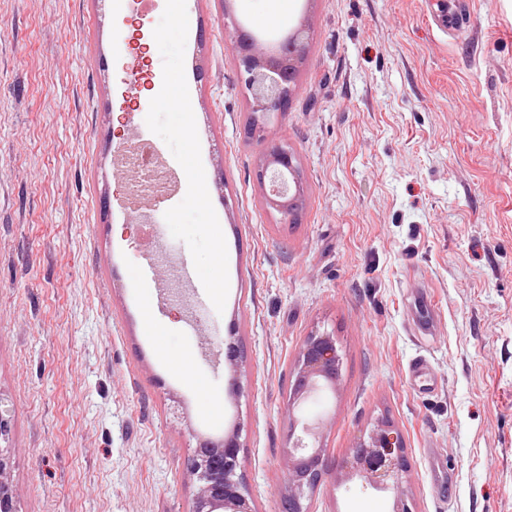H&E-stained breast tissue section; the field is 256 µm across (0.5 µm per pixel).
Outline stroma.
<instances>
[{
  "mask_svg": "<svg viewBox=\"0 0 512 512\" xmlns=\"http://www.w3.org/2000/svg\"><path fill=\"white\" fill-rule=\"evenodd\" d=\"M448 2L454 31L429 0H188L185 76L228 252L219 313L164 219L186 181L133 224L115 162L130 133L152 136L132 104L163 59L127 71L166 0H0V397L18 512H191L199 438L238 424L255 512H283L289 381L315 327L343 358L337 393L302 406L328 421L330 465L386 413L413 512H512V0ZM228 11L270 39L311 19L264 142L244 134ZM271 146L296 156L300 223L263 202ZM306 505L391 512L393 496L329 473Z\"/></svg>",
  "mask_w": 512,
  "mask_h": 512,
  "instance_id": "1",
  "label": "stroma"
}]
</instances>
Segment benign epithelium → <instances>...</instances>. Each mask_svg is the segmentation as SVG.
Wrapping results in <instances>:
<instances>
[{
	"instance_id": "1",
	"label": "benign epithelium",
	"mask_w": 512,
	"mask_h": 512,
	"mask_svg": "<svg viewBox=\"0 0 512 512\" xmlns=\"http://www.w3.org/2000/svg\"><path fill=\"white\" fill-rule=\"evenodd\" d=\"M224 30L235 53L245 89L255 112H275L290 100L304 62L308 18L278 41L268 44L224 10ZM257 180L265 203L289 224L297 223L304 204L299 167L292 153L276 148L260 159ZM342 377V358L334 334L315 329L303 341L290 380L289 448L285 459L288 512H308L305 501L328 472L321 435L326 420L298 427L296 410L323 390L335 392ZM9 405L0 397V512H15L9 476L11 452ZM240 428L219 438L200 439L186 469L196 486L192 512H254L251 492L238 474ZM408 459L402 432L386 416L377 419L368 435L359 439L349 457L335 468L338 484L354 479L366 489L393 493L392 512H412L407 505Z\"/></svg>"
}]
</instances>
